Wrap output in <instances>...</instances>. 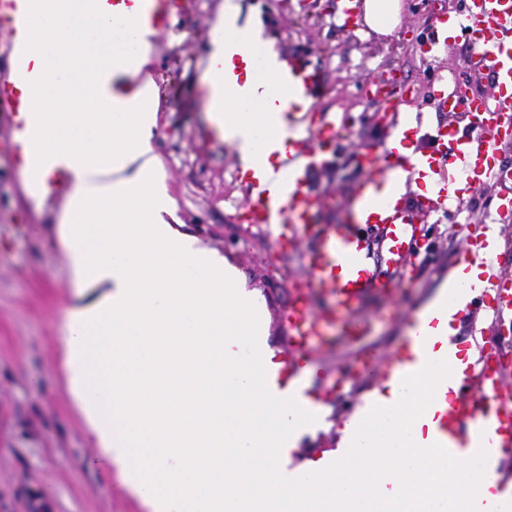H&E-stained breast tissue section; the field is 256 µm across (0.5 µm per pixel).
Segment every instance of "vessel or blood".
Segmentation results:
<instances>
[{
    "label": "vessel or blood",
    "mask_w": 512,
    "mask_h": 512,
    "mask_svg": "<svg viewBox=\"0 0 512 512\" xmlns=\"http://www.w3.org/2000/svg\"><path fill=\"white\" fill-rule=\"evenodd\" d=\"M170 0H99L112 16L134 15L138 24L156 30L170 21ZM33 24L24 0H0V36L14 46L22 32ZM461 37L470 46L469 70L492 75L497 88L489 97H463L456 82L442 81L433 92L444 111L460 112L461 121L445 127L443 136L449 150L423 151L417 148L413 130L401 129L397 106L388 103L390 129L385 141L366 147L359 155L365 177L355 183L354 199L345 220L339 224L318 221L321 201L311 193L313 175L324 168L342 129L335 118L314 116L295 105V97L311 100L322 88L317 70L299 56H288L280 70L281 86L290 89L292 99L269 98V111L285 118L277 128V143L284 151L280 176L255 168L242 173L245 195L237 208V220L267 229L280 245L298 237L313 240L302 256L303 288L285 317L284 345L305 358L319 359L332 351L339 338L352 341L367 335L370 323L362 313L368 293L384 287L383 272L372 259L371 231H381L386 245V265L399 274L400 285L411 281L408 259L419 248L421 231L416 211L441 209L445 204L463 213L470 190L493 182L497 188L493 215L498 224L512 222V168L499 162L501 146L512 143V0H470L465 12L443 16L421 43V55H429L444 38ZM31 113L27 99L17 91L7 69L0 70V115L8 119L17 137L4 147L16 167L33 159L30 146L19 134ZM410 146L403 154L399 145ZM416 178L423 191L414 203L398 197L379 200L383 185L401 177ZM460 231L468 243L446 277L447 299L429 308L413 309L401 346L386 354L372 348L363 351L355 363L357 373H376L378 383L405 382L433 365L442 375L433 384L429 405L433 416L423 427L430 446L443 460L459 459L478 464L512 456V391L506 388V364L492 361L486 352L470 354L469 344L448 334L449 320L482 316L490 327L512 323V272L490 262L498 243L480 240L471 224ZM482 272L476 283L463 276L472 263ZM326 304L311 310L313 297ZM288 369L266 373L274 400L281 405L295 403L298 393Z\"/></svg>",
    "instance_id": "vessel-or-blood-1"
}]
</instances>
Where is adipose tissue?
I'll return each instance as SVG.
<instances>
[{
  "mask_svg": "<svg viewBox=\"0 0 512 512\" xmlns=\"http://www.w3.org/2000/svg\"><path fill=\"white\" fill-rule=\"evenodd\" d=\"M36 20L12 59L39 126L25 187L36 205L49 168L69 188L57 233L78 288L98 297L63 326L65 385L123 489L148 512H512V500L459 491L472 474L422 445L416 413L437 370L386 384L353 425L346 452L286 472L297 431L318 427L314 400L284 410L268 397L275 354L256 327L263 306L239 270L182 232L178 203L152 144L159 89L153 28L119 23L95 0H27ZM260 48L259 71L221 91L239 43ZM204 100L224 109V139L242 170L279 162L261 110L283 61L258 24L224 0L211 29ZM262 351L248 362V346Z\"/></svg>",
  "mask_w": 512,
  "mask_h": 512,
  "instance_id": "adipose-tissue-1",
  "label": "adipose tissue"
}]
</instances>
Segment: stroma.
I'll use <instances>...</instances> for the list:
<instances>
[{
	"mask_svg": "<svg viewBox=\"0 0 512 512\" xmlns=\"http://www.w3.org/2000/svg\"><path fill=\"white\" fill-rule=\"evenodd\" d=\"M222 0H172L169 27L154 41L152 72L160 91L154 151L166 169L183 229L219 250L244 275L245 287L260 298L267 342L277 361H288L282 315L298 285L309 240L282 253L266 230L233 218L244 196L237 155L207 134L199 83L210 29ZM339 0H240L241 21L261 22L280 55L303 56L321 75L317 111L344 124L336 155L318 172L313 192L324 206L321 223L338 222L348 189L365 176L358 156L383 141L377 124L380 99L368 98L373 78L387 75L389 95L413 112L429 135L454 122L428 92L437 76L468 82L473 93L494 92L487 75L466 67L465 40L450 42L433 65L422 62L418 40L432 31L438 15L464 10L466 0H402L396 32L383 35L341 18ZM60 200L50 195L42 209L28 200L21 169L0 150V512H148L97 463L98 450L65 388L60 336L70 309L83 298L70 281L57 240ZM467 243L445 233L429 238L408 268L413 285L371 294L364 307L373 323L362 342H339L328 367L346 369L362 346L395 350L412 304H425L441 290L440 276ZM327 367V368H328ZM325 370V369H324ZM324 370L294 380L316 392L327 411L323 429L303 433L292 467L335 451L349 406H362L370 380L350 379L336 390Z\"/></svg>",
	"mask_w": 512,
	"mask_h": 512,
	"instance_id": "stroma-1",
	"label": "stroma"
}]
</instances>
